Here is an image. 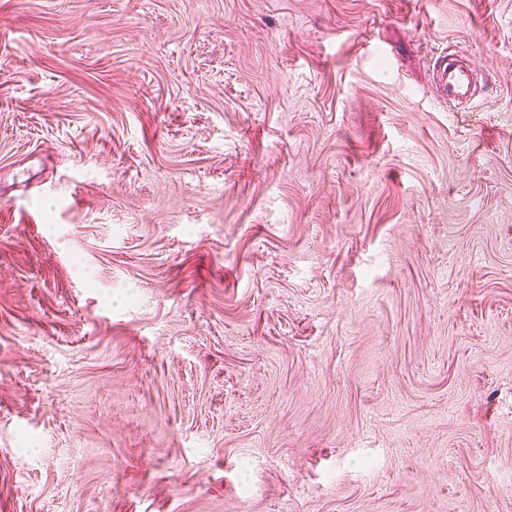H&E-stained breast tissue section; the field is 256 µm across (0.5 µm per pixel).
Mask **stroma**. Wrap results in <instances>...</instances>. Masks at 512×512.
Masks as SVG:
<instances>
[{"instance_id": "35a3bbf8", "label": "stroma", "mask_w": 512, "mask_h": 512, "mask_svg": "<svg viewBox=\"0 0 512 512\" xmlns=\"http://www.w3.org/2000/svg\"><path fill=\"white\" fill-rule=\"evenodd\" d=\"M0 512H512V0H0ZM434 70L435 96L438 99L448 100V104L471 101L475 92L472 70L458 51L440 54Z\"/></svg>"}]
</instances>
